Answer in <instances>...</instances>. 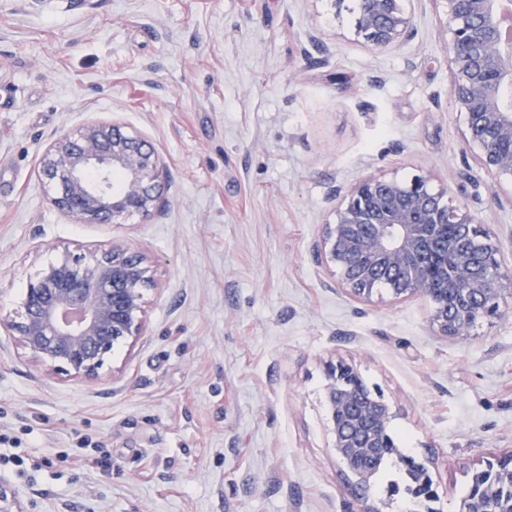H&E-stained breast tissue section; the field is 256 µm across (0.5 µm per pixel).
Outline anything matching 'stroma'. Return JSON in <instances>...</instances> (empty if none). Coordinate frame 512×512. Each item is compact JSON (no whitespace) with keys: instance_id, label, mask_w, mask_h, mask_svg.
<instances>
[{"instance_id":"stroma-1","label":"stroma","mask_w":512,"mask_h":512,"mask_svg":"<svg viewBox=\"0 0 512 512\" xmlns=\"http://www.w3.org/2000/svg\"><path fill=\"white\" fill-rule=\"evenodd\" d=\"M407 7L414 38L372 52L331 0H0V313L66 247L138 248L158 278L110 380L47 374L0 330V430L35 462L0 469V485L25 512H348L323 395L338 359L394 404L439 512H458L469 469L512 452V298L446 338L429 297L357 301L314 251L334 186L429 174L512 271V181L493 182L465 144L445 4ZM112 117L162 156V210L71 223L41 154ZM85 437L111 468L63 461ZM403 477L393 458L372 478L380 512H423L387 497Z\"/></svg>"}]
</instances>
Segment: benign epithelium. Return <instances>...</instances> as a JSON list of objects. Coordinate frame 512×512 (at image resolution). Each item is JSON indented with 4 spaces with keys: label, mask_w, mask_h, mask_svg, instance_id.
<instances>
[{
    "label": "benign epithelium",
    "mask_w": 512,
    "mask_h": 512,
    "mask_svg": "<svg viewBox=\"0 0 512 512\" xmlns=\"http://www.w3.org/2000/svg\"><path fill=\"white\" fill-rule=\"evenodd\" d=\"M406 0H355V34L371 51L404 44L414 36ZM453 76L449 95L477 150L481 169L512 179V39L502 35L501 16L512 0H444ZM51 204L75 224H130L160 212L167 188L159 152L122 122L89 121L54 140L40 159ZM334 219L323 225L316 254L338 285L362 302L379 283L391 299L416 295L434 302L431 325L441 336L461 337L478 322L503 315L512 296L495 234L480 230L460 203L437 188L429 174L409 180L368 176L331 194ZM156 285L154 266L139 250L123 245L65 251L43 264L27 283L13 314L0 328L16 333L23 353L45 372L88 383L105 380L115 345L134 346L146 329L145 291ZM324 399L333 448L357 477L352 486L357 512H379L369 504L375 461L395 447L394 405L367 386L357 367L326 366ZM412 496L423 507L438 498L425 465L410 456ZM504 479L512 487V454L473 478ZM0 512H22L16 493L0 487ZM462 512H512L477 494Z\"/></svg>",
    "instance_id": "1"
}]
</instances>
